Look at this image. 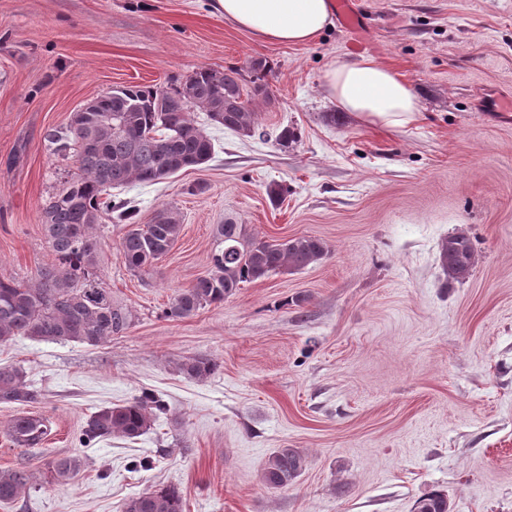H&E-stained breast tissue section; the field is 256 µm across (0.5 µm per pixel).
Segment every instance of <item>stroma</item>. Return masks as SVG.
<instances>
[{
	"instance_id": "35a3bbf8",
	"label": "stroma",
	"mask_w": 512,
	"mask_h": 512,
	"mask_svg": "<svg viewBox=\"0 0 512 512\" xmlns=\"http://www.w3.org/2000/svg\"><path fill=\"white\" fill-rule=\"evenodd\" d=\"M361 29L333 23L314 42H262L225 21L214 0H0V275L49 263L40 211L70 160L47 135L113 88H171L200 66L268 61L266 138L215 127V154L157 184L113 191L136 223L178 212L183 229L149 274L128 271L112 224L101 273L133 326L99 346H0L41 389L33 412L53 432L41 453L4 433L0 469L26 467L37 485L0 512H122L178 487L185 512H411L431 489L454 512H512V108L486 112L485 93L512 105V0H353ZM372 57L412 85L422 111L388 127L338 110L331 63ZM294 131L281 146L276 135ZM284 199L272 203L269 185ZM272 241L323 239L321 263L246 283L218 306L164 317L178 289L207 273L218 224ZM467 231L472 276L448 280L441 241ZM219 362L204 379L190 358ZM168 406L137 440L81 448L99 408L142 391ZM298 448L307 467L284 488L263 465ZM81 452L66 485L47 465ZM146 459L150 468H135Z\"/></svg>"
}]
</instances>
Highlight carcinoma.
Returning <instances> with one entry per match:
<instances>
[{"label":"carcinoma","mask_w":512,"mask_h":512,"mask_svg":"<svg viewBox=\"0 0 512 512\" xmlns=\"http://www.w3.org/2000/svg\"><path fill=\"white\" fill-rule=\"evenodd\" d=\"M273 72L265 60L237 67H198L176 87L129 85L91 99L86 109L48 134L53 153L72 158L76 172L44 201L41 224L54 262L37 268L33 278L0 277V345L18 336L35 341L79 342L98 346L121 336L134 323L130 307L112 296L100 269L102 215L115 214L129 223L119 241L127 269L149 272L172 249L181 231L176 212L163 208L148 224H133L134 210L125 201L112 202V190L131 182L160 183L177 173L207 164L215 145L207 129L192 117L205 113L210 124L253 137L259 132L255 101L270 104L265 79ZM210 268L188 288L175 294L162 314L187 318L221 305L244 283L268 277L282 268L301 270L328 254L319 238L300 235L268 242L250 234L244 224L216 227ZM441 265L448 278L468 279L476 264L473 243L464 231L440 245ZM217 364L190 358L181 364L188 375L204 379ZM41 390L12 365H0V404L27 406L41 400ZM167 406L150 392L94 412L82 445L118 436L144 435ZM50 434L49 420L28 411L7 425L10 441L38 449ZM73 453L49 462L51 478L64 483L83 467ZM306 456L297 448H278L266 460L262 479L271 488L293 483L305 470ZM33 488V475L23 468L0 470V502L10 503ZM122 512H184L183 498L173 486L161 487L125 502ZM413 512H451L448 494L432 490L420 496Z\"/></svg>","instance_id":"cac0c4a2"}]
</instances>
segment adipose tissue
Segmentation results:
<instances>
[{
    "label": "adipose tissue",
    "instance_id": "ef3b65f1",
    "mask_svg": "<svg viewBox=\"0 0 512 512\" xmlns=\"http://www.w3.org/2000/svg\"><path fill=\"white\" fill-rule=\"evenodd\" d=\"M224 19L259 39L310 44L332 23L331 0H216ZM328 96L361 119L389 126L413 122L421 104L412 86L370 57L338 63L325 72Z\"/></svg>",
    "mask_w": 512,
    "mask_h": 512
}]
</instances>
